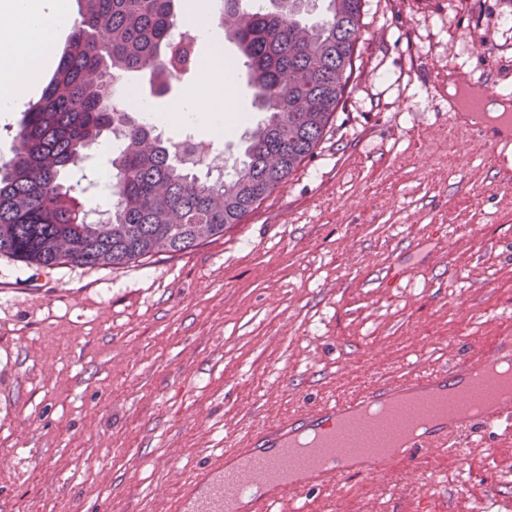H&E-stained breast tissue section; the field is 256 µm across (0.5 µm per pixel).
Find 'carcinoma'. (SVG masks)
I'll return each instance as SVG.
<instances>
[{"instance_id":"obj_1","label":"carcinoma","mask_w":512,"mask_h":512,"mask_svg":"<svg viewBox=\"0 0 512 512\" xmlns=\"http://www.w3.org/2000/svg\"><path fill=\"white\" fill-rule=\"evenodd\" d=\"M67 47L38 101L22 112L0 163V256L26 266L111 267L175 254L224 234L288 181L323 139L349 88L364 0H325L327 17L299 19L306 0H221L265 122L246 131L240 165L213 180L189 168V141L171 142L115 108L130 73L160 90L195 69L194 38L170 37L182 0H83ZM111 216L86 220L72 170L112 136Z\"/></svg>"}]
</instances>
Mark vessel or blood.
Wrapping results in <instances>:
<instances>
[{
	"label": "vessel or blood",
	"instance_id": "b4317fda",
	"mask_svg": "<svg viewBox=\"0 0 512 512\" xmlns=\"http://www.w3.org/2000/svg\"><path fill=\"white\" fill-rule=\"evenodd\" d=\"M469 130L492 148L512 144V114L499 115L493 124H471ZM494 362L512 364V334L496 337L490 348L468 350L442 367L414 369L375 382L357 395L254 427L233 448L198 467L170 501L168 512H276L285 501L293 502L292 512H308L309 490L333 492L348 477L377 474L395 462L413 466L426 454H447L454 439L512 418V398L477 413L438 418L406 434L396 451L359 459L343 447L336 432L344 422L361 421L366 408L404 397L439 401L451 391L464 400L483 397L476 381Z\"/></svg>",
	"mask_w": 512,
	"mask_h": 512
}]
</instances>
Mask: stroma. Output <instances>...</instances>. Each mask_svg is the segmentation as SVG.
Listing matches in <instances>:
<instances>
[{"mask_svg":"<svg viewBox=\"0 0 512 512\" xmlns=\"http://www.w3.org/2000/svg\"><path fill=\"white\" fill-rule=\"evenodd\" d=\"M352 87L314 157L241 223L96 268L0 257V505L164 512L254 424L512 333V146L452 129V74L512 92V0H365ZM196 74L157 93L177 112ZM407 274L384 285L393 263ZM512 512V425L312 512Z\"/></svg>","mask_w":512,"mask_h":512,"instance_id":"35a3bbf8","label":"stroma"}]
</instances>
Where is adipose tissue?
<instances>
[{
  "instance_id": "ef3b65f1",
  "label": "adipose tissue",
  "mask_w": 512,
  "mask_h": 512,
  "mask_svg": "<svg viewBox=\"0 0 512 512\" xmlns=\"http://www.w3.org/2000/svg\"><path fill=\"white\" fill-rule=\"evenodd\" d=\"M69 9V0H0V16L6 20L0 26L1 114L22 108L30 93L25 78L51 62L58 22ZM205 15V0H193L184 19L191 35L212 49L199 66L198 90L188 96L180 117L220 138L229 131L234 92L224 81V54L212 41Z\"/></svg>"
}]
</instances>
